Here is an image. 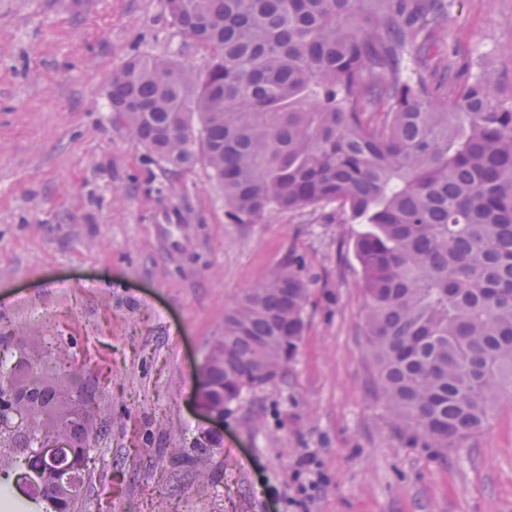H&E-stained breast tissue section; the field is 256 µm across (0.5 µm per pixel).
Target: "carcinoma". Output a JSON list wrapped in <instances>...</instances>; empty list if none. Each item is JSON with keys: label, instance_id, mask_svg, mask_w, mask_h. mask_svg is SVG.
I'll return each mask as SVG.
<instances>
[{"label": "carcinoma", "instance_id": "cac0c4a2", "mask_svg": "<svg viewBox=\"0 0 512 512\" xmlns=\"http://www.w3.org/2000/svg\"><path fill=\"white\" fill-rule=\"evenodd\" d=\"M172 23L209 56L133 57L112 74L116 120L169 170L203 162L225 215L336 206L366 225L354 243L367 349L385 405L408 443L460 448L486 422L512 373V107L487 81L448 95L417 68L448 22L444 0H165ZM310 281L290 264L224 313V356L206 379L232 404L273 383L298 353ZM96 393L73 368L23 353L0 371V479L38 485L36 512H77ZM24 430L2 427L10 411ZM60 452L43 454L40 438Z\"/></svg>", "mask_w": 512, "mask_h": 512}]
</instances>
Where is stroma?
<instances>
[{
  "instance_id": "1",
  "label": "stroma",
  "mask_w": 512,
  "mask_h": 512,
  "mask_svg": "<svg viewBox=\"0 0 512 512\" xmlns=\"http://www.w3.org/2000/svg\"><path fill=\"white\" fill-rule=\"evenodd\" d=\"M447 4L449 76L478 61L512 106V0ZM142 54L209 60L164 0H0V364L38 336L94 383L79 512H512V391L463 447L409 445L366 349L363 225L232 223L205 164L168 170L114 120L109 80ZM288 261L311 281L297 357L200 447L196 368Z\"/></svg>"
}]
</instances>
